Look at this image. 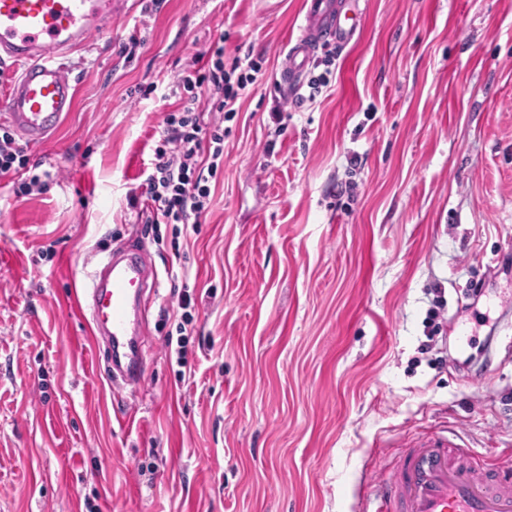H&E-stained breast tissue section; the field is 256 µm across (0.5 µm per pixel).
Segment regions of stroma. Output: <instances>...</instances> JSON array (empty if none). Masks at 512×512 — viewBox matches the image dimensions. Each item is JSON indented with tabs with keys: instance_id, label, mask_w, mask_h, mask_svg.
<instances>
[{
	"instance_id": "stroma-1",
	"label": "stroma",
	"mask_w": 512,
	"mask_h": 512,
	"mask_svg": "<svg viewBox=\"0 0 512 512\" xmlns=\"http://www.w3.org/2000/svg\"><path fill=\"white\" fill-rule=\"evenodd\" d=\"M356 1L358 34L306 70L329 85L278 119L305 0H117L69 55L73 110L27 151L51 179L0 180V512H362L436 430L512 469V0ZM219 38L262 70L210 208L139 223L181 73ZM123 245L158 290L146 377L116 390L72 287ZM188 314L184 382L165 341Z\"/></svg>"
}]
</instances>
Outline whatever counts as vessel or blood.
<instances>
[{
  "mask_svg": "<svg viewBox=\"0 0 512 512\" xmlns=\"http://www.w3.org/2000/svg\"><path fill=\"white\" fill-rule=\"evenodd\" d=\"M115 3L0 0V64L20 69L0 93V119L29 146L42 144L72 110L76 85L64 59L103 32ZM356 32V23L337 9L336 0H307L302 34L288 50L279 86L294 83L324 44H347ZM148 277L144 257L128 252L110 257L88 292L92 333L108 337L103 357L129 384L139 382L145 371ZM368 505L370 512H512V482L462 462L459 447L437 432L410 444Z\"/></svg>",
  "mask_w": 512,
  "mask_h": 512,
  "instance_id": "b4317fda",
  "label": "vessel or blood"
}]
</instances>
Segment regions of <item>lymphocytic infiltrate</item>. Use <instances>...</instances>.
Wrapping results in <instances>:
<instances>
[{
    "instance_id": "lymphocytic-infiltrate-1",
    "label": "lymphocytic infiltrate",
    "mask_w": 512,
    "mask_h": 512,
    "mask_svg": "<svg viewBox=\"0 0 512 512\" xmlns=\"http://www.w3.org/2000/svg\"><path fill=\"white\" fill-rule=\"evenodd\" d=\"M261 71L253 59L224 62V43L215 41L196 54L179 86L187 101L169 113L166 128L154 149V171L146 180L142 197L131 205H144L150 224H196L211 204L210 183L223 167L224 120L233 114L236 101ZM206 99L208 114L197 113L199 99ZM10 179L15 197L31 194L42 183L32 172L24 148L8 127L0 126V179Z\"/></svg>"
}]
</instances>
